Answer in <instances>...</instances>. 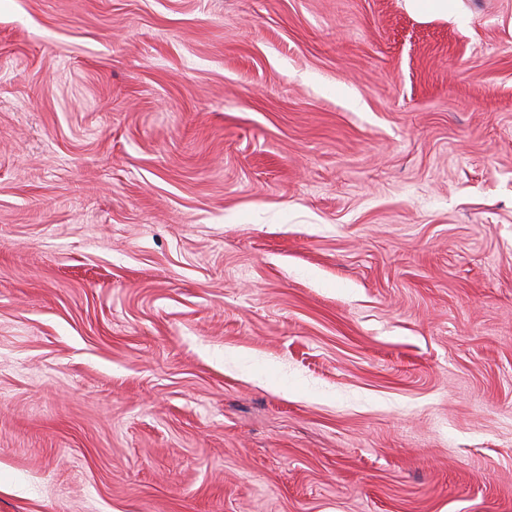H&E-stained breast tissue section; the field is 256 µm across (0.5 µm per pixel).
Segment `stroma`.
<instances>
[{"label": "stroma", "mask_w": 512, "mask_h": 512, "mask_svg": "<svg viewBox=\"0 0 512 512\" xmlns=\"http://www.w3.org/2000/svg\"><path fill=\"white\" fill-rule=\"evenodd\" d=\"M0 0V512H512V0Z\"/></svg>", "instance_id": "35a3bbf8"}]
</instances>
